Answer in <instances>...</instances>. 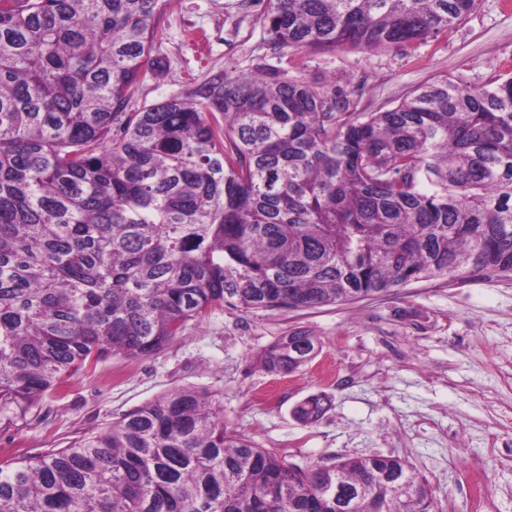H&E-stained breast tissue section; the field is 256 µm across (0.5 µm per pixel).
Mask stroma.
<instances>
[{
    "label": "stroma",
    "mask_w": 512,
    "mask_h": 512,
    "mask_svg": "<svg viewBox=\"0 0 512 512\" xmlns=\"http://www.w3.org/2000/svg\"><path fill=\"white\" fill-rule=\"evenodd\" d=\"M265 0H170L153 55L164 69L137 85L135 112L208 74L256 66L336 87L358 112L397 105L443 76L478 88L512 73V7L477 0L454 29L403 48L278 49L257 22ZM301 329L319 348L287 374L261 353ZM210 393L227 426L304 468L370 453L406 459L442 512H474L466 474L484 481L483 512H512V278L439 276L392 293L303 310L212 309L161 353L108 356L48 392L39 416L0 427V462L69 447L85 432L182 388ZM326 410L311 424L295 408Z\"/></svg>",
    "instance_id": "35a3bbf8"
}]
</instances>
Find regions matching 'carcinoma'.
Instances as JSON below:
<instances>
[{"label": "carcinoma", "mask_w": 512, "mask_h": 512, "mask_svg": "<svg viewBox=\"0 0 512 512\" xmlns=\"http://www.w3.org/2000/svg\"><path fill=\"white\" fill-rule=\"evenodd\" d=\"M167 0H0V422L108 355L156 354L218 305L302 310L449 275L512 277V76H445L352 112L279 69L138 112ZM476 0H266L278 48H394ZM316 341L261 356L291 372ZM311 397L304 423L323 413ZM435 512L405 459L302 469L184 388L0 464V512Z\"/></svg>", "instance_id": "carcinoma-1"}]
</instances>
